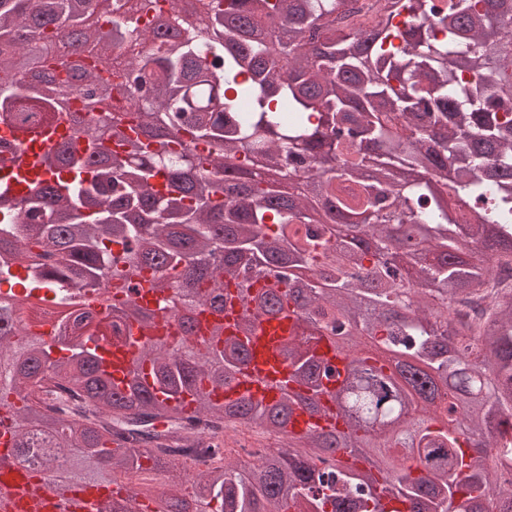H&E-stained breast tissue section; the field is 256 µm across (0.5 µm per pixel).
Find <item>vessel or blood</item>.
<instances>
[{"label": "vessel or blood", "instance_id": "1", "mask_svg": "<svg viewBox=\"0 0 512 512\" xmlns=\"http://www.w3.org/2000/svg\"><path fill=\"white\" fill-rule=\"evenodd\" d=\"M72 138L70 125L64 119L43 128L36 138L17 137L20 161L0 171V183L4 184L6 193L21 198L27 194L30 180L48 179L49 173L41 164L43 155ZM131 285L136 288L142 306L150 308L158 301L159 294L149 274H139ZM301 324V318L289 309L274 318H256L250 334L255 360L247 370V387L255 398L269 400L292 387V369L280 355L279 344L300 335ZM126 334L127 345L118 346L106 340L99 343L102 367L116 382L124 377L139 348L152 342L158 330L133 323L127 327ZM12 443V431L0 430V512H99L107 502L108 495L100 487L85 486L59 495L23 470L7 466Z\"/></svg>", "mask_w": 512, "mask_h": 512}]
</instances>
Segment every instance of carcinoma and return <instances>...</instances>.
<instances>
[{
	"instance_id": "carcinoma-1",
	"label": "carcinoma",
	"mask_w": 512,
	"mask_h": 512,
	"mask_svg": "<svg viewBox=\"0 0 512 512\" xmlns=\"http://www.w3.org/2000/svg\"><path fill=\"white\" fill-rule=\"evenodd\" d=\"M94 2L0 0V117L18 130L51 124L71 95L60 78L14 82L26 33L128 58L114 104L93 98L100 74L83 73L90 151L64 142L44 159L51 179L21 200L0 193V274L25 270L28 298L64 281L121 291L126 267L160 289L187 282L173 299L192 309L178 320L188 337L247 287L257 312L293 308L304 330L333 337L346 367L335 422L292 436L297 409L327 414L334 376L305 336L288 344L297 389L273 402L224 394L250 352L218 327L192 349L143 347L120 390L86 327L148 325L145 307L67 310L75 332L53 358L14 299L0 304V426L14 453L40 438L67 453L42 455L45 485L113 484L163 461L164 442L191 440L178 402L189 394L196 415L288 448L210 469L190 502L162 490L153 512H512V486L490 479L512 468L498 441L512 417V290L476 324L461 310L492 274L487 257L512 254V0H393L397 14L431 15L399 47L382 29L335 26L343 0H208L198 29L180 0H144L137 23L93 20ZM131 86L148 106L126 103ZM400 116L418 131L409 143ZM216 155L227 168L211 169ZM317 155L334 165L308 176L311 195L298 173ZM449 167L454 195L483 204L474 224L452 223L424 177ZM45 384L83 404L45 407ZM106 512H141L137 494Z\"/></svg>"
}]
</instances>
